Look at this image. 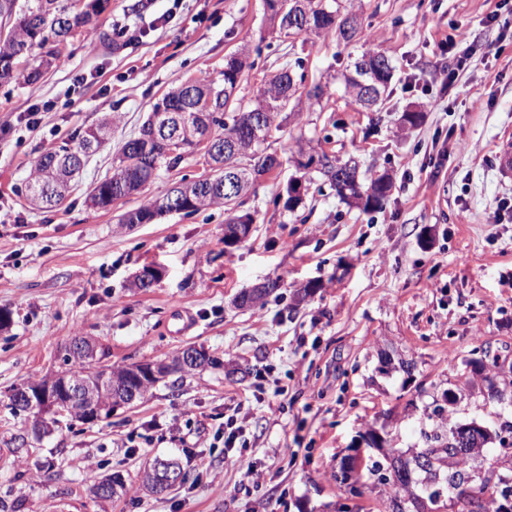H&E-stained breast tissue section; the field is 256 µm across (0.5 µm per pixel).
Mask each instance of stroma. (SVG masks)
<instances>
[{
    "label": "stroma",
    "mask_w": 512,
    "mask_h": 512,
    "mask_svg": "<svg viewBox=\"0 0 512 512\" xmlns=\"http://www.w3.org/2000/svg\"><path fill=\"white\" fill-rule=\"evenodd\" d=\"M368 26L348 48L312 35L272 32L264 0H107L92 33L69 38L62 65L35 82H0V502L20 512H379L377 490L347 498L334 474L359 437L375 429L388 447H423L439 422H512V403L481 390L460 403L468 352L481 346L512 363V177L496 154L512 138V9L496 0H353ZM472 31L470 66L445 87L452 63L437 47L451 26ZM138 29L134 44L112 39ZM249 49L239 95L251 101L262 79L303 61L307 81L326 86L321 105L301 104L273 131L268 151L282 162L246 202L251 235L224 242L214 206L127 229L119 214L205 171L201 156L161 169L142 194L111 210L90 208L85 188L111 172L122 144L152 105L199 75L220 78L226 54ZM376 49L396 68L377 111L361 108L340 80L351 55ZM50 103L38 129L24 115ZM419 124L400 125L403 112ZM115 117L89 158L81 186L58 208L38 210L23 191L35 158L68 135ZM321 144L388 172L382 209L365 212L296 163L298 142ZM303 180L294 209L277 203L291 177ZM147 265L162 278L130 287ZM281 288L258 308L239 310L241 290L270 279ZM317 283L314 296L296 293ZM93 337L112 366L171 358L196 345L218 358L183 382L157 384L145 399L85 423L62 419L13 457L8 391L65 369L75 335ZM399 361L384 370L381 352ZM243 445L224 446L227 421ZM247 459L258 478L239 465ZM157 459L177 460L182 481L161 494L138 492ZM119 474L112 501L89 491L87 464ZM41 466L40 479L28 469Z\"/></svg>",
    "instance_id": "35a3bbf8"
}]
</instances>
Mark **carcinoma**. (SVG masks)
<instances>
[{
    "label": "carcinoma",
    "instance_id": "carcinoma-1",
    "mask_svg": "<svg viewBox=\"0 0 512 512\" xmlns=\"http://www.w3.org/2000/svg\"><path fill=\"white\" fill-rule=\"evenodd\" d=\"M309 13L311 34L324 39L331 38L339 43L349 44L364 35V20L356 11L344 5L345 0H306ZM96 11V5L87 4L81 11L66 10L58 6V0H0V18L11 19V24L0 28V80L36 81L45 67L62 61V54L52 48L62 43L71 34L90 25L88 18ZM41 50L40 56L33 55ZM377 54L367 50L353 63L352 71L344 76L345 89L359 101L362 88L358 80L364 78L362 64L368 56ZM224 79L218 82L209 76H199L188 80L154 103L152 111L142 124L136 137L126 141L112 175L104 177L87 193L91 207L108 210L121 196H130L140 192L149 175H157L162 167L173 168L187 153L196 152L192 131L182 128V146L173 149L166 142L155 140L153 118L159 112H181L208 114L210 135L213 142L222 144L234 137L252 135V122L259 123L257 140L252 151L265 155L262 146L267 142L274 129L279 128L277 120L281 113L294 107L302 81L294 72L285 69L263 84L254 101L247 104L238 97H230L226 87L239 83L246 68L243 53L236 51L224 58ZM379 83L374 92L366 99L365 107L375 106L389 93L392 80V66L387 64L378 73ZM99 128L92 127L84 132L72 135L68 141L56 149L49 150L38 157L26 184V196L30 203L38 208H50L64 202L66 195L61 192L63 186L73 182L79 174L80 158L85 151L94 150L101 143L96 135ZM319 164L314 167L321 178L334 187L340 200L348 205L360 203L358 190H371L378 194L377 204L364 203V209L378 208L383 205L392 190V183H383L385 175L371 176L355 181L358 165L352 160L343 162L336 156L320 150L316 152ZM345 179H340L339 174ZM180 186L190 194L186 205L171 204L165 196L161 199H148L119 218L121 224H151L167 214L178 213L185 216L196 214L213 205L224 206L227 214L224 230H233L235 224H251L253 216L240 210L243 200H229L224 194L215 191L208 180H183ZM120 379H128V384L137 390V399H143L159 380H142L129 375L127 368L112 370ZM454 427L448 422L442 431L430 436V443L424 451L430 458L437 475L444 476L448 486L456 491L461 502L458 512H512V503L503 507V492L498 484H489V480L473 474L471 461L474 456L455 448L448 447L447 434ZM366 445V456L360 458L357 465L350 469L340 467V483L349 487L356 486L355 495L363 494L364 489H379L385 512H426L423 499L414 490L413 475L418 472L410 461L402 458L394 448L385 447V442L377 432L369 429L362 435ZM472 482H467L469 476Z\"/></svg>",
    "mask_w": 512,
    "mask_h": 512
}]
</instances>
